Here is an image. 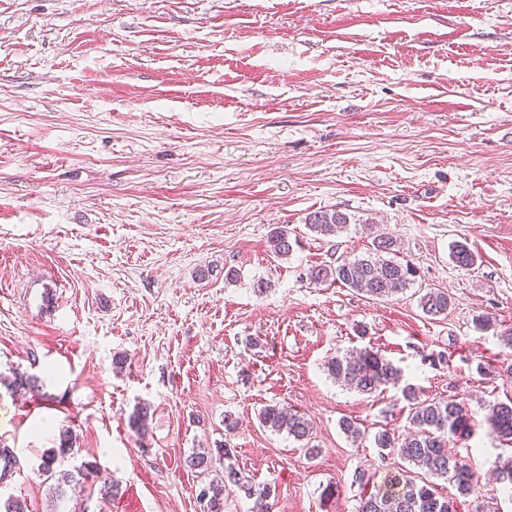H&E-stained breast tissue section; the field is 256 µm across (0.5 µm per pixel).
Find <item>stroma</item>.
<instances>
[{
    "label": "stroma",
    "instance_id": "stroma-1",
    "mask_svg": "<svg viewBox=\"0 0 512 512\" xmlns=\"http://www.w3.org/2000/svg\"><path fill=\"white\" fill-rule=\"evenodd\" d=\"M321 208L348 230L310 232ZM281 224L300 240L285 260L269 244ZM369 224L396 238L412 288L306 281L366 255ZM458 241L474 266L451 261ZM40 277L56 313L27 298ZM423 288L448 291L447 315L422 312ZM508 329L512 0H0V377L40 380L0 386V443L17 456L0 498L200 512L224 464L186 460L226 443L274 512H355L356 472L376 488L401 465L375 435L403 434L409 412L397 388L329 377L364 347L423 397L466 402L478 427L452 450L487 476L512 455L482 425L512 398ZM439 351L447 365L430 363ZM142 403L141 439L128 419ZM275 403L311 421L308 445L261 426ZM65 428V468L97 462L117 498L89 483L50 502L38 465ZM304 223L311 232L330 237L335 236L346 224H350V218L335 209H318L307 214Z\"/></svg>",
    "mask_w": 512,
    "mask_h": 512
}]
</instances>
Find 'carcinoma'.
I'll list each match as a JSON object with an SVG mask.
<instances>
[{
	"mask_svg": "<svg viewBox=\"0 0 512 512\" xmlns=\"http://www.w3.org/2000/svg\"><path fill=\"white\" fill-rule=\"evenodd\" d=\"M350 223L347 214L335 209H318L307 214V228L324 237L336 235ZM373 235L372 252L366 257L344 259L336 264H318L307 269L309 283H339L358 293L373 298H387L407 290L415 281L416 270L408 262H401L391 254L395 242L377 234L374 226L364 225ZM286 225L275 228L270 236L272 253L278 258H288L293 251L291 234ZM451 260L459 267L475 264V256L464 244H457L450 252ZM451 300L448 293L438 288H427L419 297L422 312L430 317L448 314ZM329 375L361 394H371L383 387L396 385L401 370L391 360L371 348L349 351L328 362ZM403 398L409 404L411 432L400 438L383 430L375 435V444L388 455H397L409 464L391 475L389 489L371 491L360 498L357 512H455L454 499L441 495L434 478H444L455 488L457 495L471 497L476 502L475 512H490L485 506L488 494L484 493L481 475L474 458L448 452L454 440L469 439L475 434L476 424L465 403L457 398H422L420 391L411 385L402 387ZM149 411L138 407L129 418V427L138 434H145ZM262 426L275 432H287L297 442L310 440L312 424L303 414L281 405H268L260 412ZM484 424L488 432L504 445L512 447V401L498 402L489 408ZM74 451L72 434L60 433L58 445L45 456L38 466L40 475L54 481L53 491L59 497L65 487L83 485L90 477L101 483L100 493L112 497L119 486L110 477L100 476V469L86 462L72 470H59L57 464ZM17 463L13 449L0 444V480L8 476ZM231 484L248 498L255 499L256 512H273L272 490L257 486L248 477L229 464L224 467V480L208 484L200 492L206 501V512H224V491Z\"/></svg>",
	"mask_w": 512,
	"mask_h": 512,
	"instance_id": "carcinoma-1",
	"label": "carcinoma"
}]
</instances>
